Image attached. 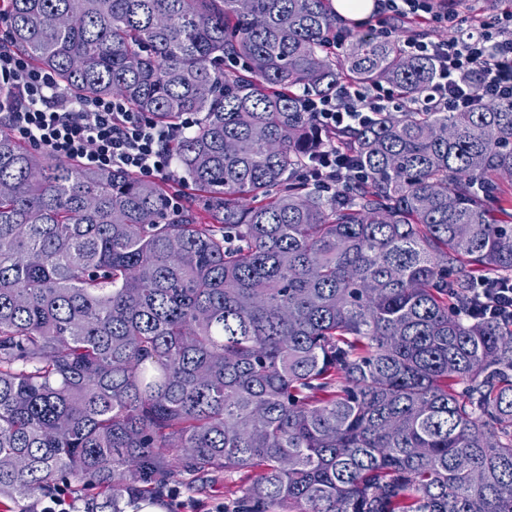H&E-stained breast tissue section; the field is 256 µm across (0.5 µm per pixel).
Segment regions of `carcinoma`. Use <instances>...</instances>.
<instances>
[{"instance_id": "carcinoma-1", "label": "carcinoma", "mask_w": 512, "mask_h": 512, "mask_svg": "<svg viewBox=\"0 0 512 512\" xmlns=\"http://www.w3.org/2000/svg\"><path fill=\"white\" fill-rule=\"evenodd\" d=\"M12 42L72 94L164 124L201 210L0 132V499L95 512L225 479L226 512H512V104L412 107L434 63L327 48L332 0H9ZM385 82L361 180L297 177L303 99ZM470 293V312L488 319L508 321L512 318V277L506 279L492 274L480 277ZM48 499L32 502L30 500H14L0 502V512H26L41 510L43 502ZM74 499L69 487H60L54 495L49 497V501L43 506L41 512H74Z\"/></svg>"}]
</instances>
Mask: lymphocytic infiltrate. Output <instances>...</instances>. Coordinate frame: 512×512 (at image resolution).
Returning a JSON list of instances; mask_svg holds the SVG:
<instances>
[{"label":"lymphocytic infiltrate","mask_w":512,"mask_h":512,"mask_svg":"<svg viewBox=\"0 0 512 512\" xmlns=\"http://www.w3.org/2000/svg\"><path fill=\"white\" fill-rule=\"evenodd\" d=\"M370 31L381 39L399 37L403 49L436 65V79L419 98L421 108L468 112L490 103H512V10L485 23L478 13L448 9L440 0H377ZM395 18L400 28L387 27ZM11 93L0 98V124L35 148L89 169H118L145 181L170 176L171 141L195 127L194 116L175 125L162 124L131 111L112 96L83 98L64 92L56 76L39 68L9 37L0 38V83ZM392 87H337L334 94L309 96L318 135L329 143L310 156L304 173L328 191L359 178L351 156L335 144L342 135L366 126L374 114L394 107ZM470 312L491 319H512V278L477 279L470 290Z\"/></svg>","instance_id":"1"}]
</instances>
